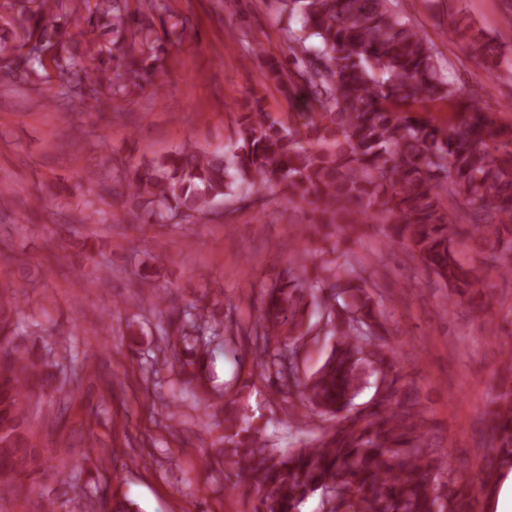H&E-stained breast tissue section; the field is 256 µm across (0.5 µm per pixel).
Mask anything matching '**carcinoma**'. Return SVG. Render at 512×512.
I'll return each instance as SVG.
<instances>
[{
	"label": "carcinoma",
	"mask_w": 512,
	"mask_h": 512,
	"mask_svg": "<svg viewBox=\"0 0 512 512\" xmlns=\"http://www.w3.org/2000/svg\"><path fill=\"white\" fill-rule=\"evenodd\" d=\"M279 12L299 18L289 32L297 76L315 111L300 125L285 124L256 101L236 119L235 149L202 151L186 144L169 156L132 166L128 195L145 199L146 214L133 222L168 224L207 216L235 198L263 203L282 194L306 205L323 227L355 230L367 218L387 225V242L408 249L454 295L470 301L484 323L494 317L483 299L488 273L512 276V130L495 112L448 82L427 35L403 15L398 0H278ZM97 12L118 21L134 18L149 39L147 18L162 0H96ZM55 0H39L33 24L17 48L30 46L31 61L50 62L77 94L113 80L140 87L154 71L135 57L113 76L77 69L60 40ZM450 33L469 34L471 53L494 62L497 47L472 34L465 17ZM445 102L451 116H423ZM479 248L477 262L460 258L461 245ZM222 303L204 294L181 310L171 348L184 384L205 389L211 342L224 335ZM386 312L355 267L324 259L314 270L272 280L248 337L261 376L277 392L294 386L302 405L327 415L297 448H270L261 428L224 402V436L214 455L228 457L246 480L242 494L255 512H301L320 496L321 512H477L478 496L491 491L504 467L512 468V361L500 360L503 392L480 430L494 450L473 477L447 465L436 447L438 427L426 399L386 344ZM334 339L323 364L306 381L284 370L294 341L315 327ZM16 304L0 296V495L28 480L39 491L43 451L32 442L29 405L55 389L53 363L16 342ZM379 385L373 397L355 399L368 372Z\"/></svg>",
	"instance_id": "carcinoma-1"
}]
</instances>
